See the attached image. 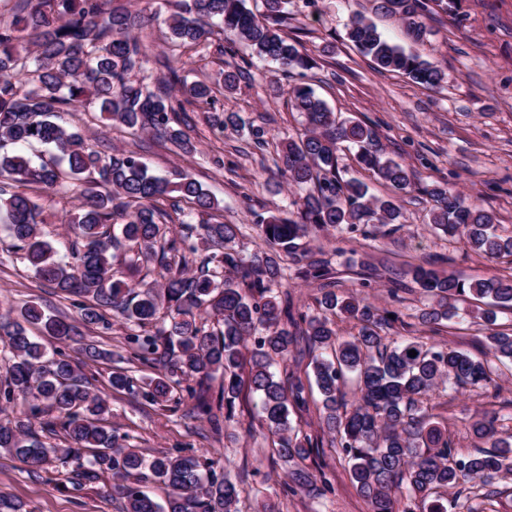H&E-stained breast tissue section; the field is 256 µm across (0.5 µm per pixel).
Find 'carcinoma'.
Masks as SVG:
<instances>
[{"label": "carcinoma", "instance_id": "cac0c4a2", "mask_svg": "<svg viewBox=\"0 0 512 512\" xmlns=\"http://www.w3.org/2000/svg\"><path fill=\"white\" fill-rule=\"evenodd\" d=\"M454 0H379V8L398 17L423 37L430 5ZM113 0H15L9 19L0 15V150L26 143L53 147L66 160L60 168L36 163L28 155L0 153V214L19 259L56 293L76 297L78 319L86 328L111 327L108 313L121 319L124 340L134 358L158 373L136 381L122 368L109 385L155 404L173 400L183 389L196 400L194 411L219 424L218 412L233 417L243 386L260 396L265 437L290 466L292 491L316 484L331 490L325 473L304 466L320 440L293 425L291 414L309 411L306 387L294 375L278 378L302 344L311 354L315 384L322 396L321 429L347 458L356 490L371 512H474L464 491L475 481L489 485L512 475V440L498 436L497 417H477L472 434L481 445L467 454L452 446L448 431L427 423L422 398L438 385L495 387L498 362L512 361V333L494 329L497 312L512 311V277L466 282L454 275L415 266L409 274L428 304L422 324L462 317L457 303L471 294L494 299L481 313L487 334L482 358L451 347L398 340L388 335L400 314L336 294L331 262L307 249L302 240L333 228L354 232L400 223L403 197L418 190L432 201L430 224L449 238L464 236L468 248L491 259L512 258V235L498 233L496 217L479 201L435 185L418 188L414 175L386 157L375 132L354 121L339 120L305 82L313 59L284 31L292 0H175L168 19L170 55L165 86L146 83L147 46L134 30L151 18ZM348 39L381 71L439 88L445 73L416 50L390 43L366 16L350 19ZM233 38L259 59L276 63L296 77L289 91L291 109L303 118L297 137H268L262 126L245 125L240 116H224L221 130L249 131L247 146L261 153L273 148L277 171L298 191L288 212H252L265 248L244 257L234 248L239 230L215 218L219 201L196 180L178 182L156 176L133 151L97 149L90 138L55 121L58 112L98 107L102 120L133 134L150 133L189 153V108L215 112L220 99L211 86L187 82L174 66L185 50L207 44L224 55V39ZM344 151L356 163L389 184L394 193L369 195L368 186L347 178L339 167ZM65 189L80 203L69 216L74 233L73 261L56 258L39 225L43 211L26 188ZM121 223L131 253L119 256L120 240L104 227ZM154 261L163 282H136L117 276L114 265L139 270ZM319 282L317 313L295 308L288 279ZM340 312L356 320V336L343 340L329 316ZM215 318L221 327L208 324ZM39 326L63 342L74 340V325L45 314L35 304L11 317L0 316V343L8 350L0 379V404L27 406L19 416L0 421V449L32 467L53 460L75 465L70 482H94L112 474V489L124 512H235L237 486L216 462L189 454L147 456L125 444L126 436L107 424L106 400L92 391L86 375L65 356L49 358L28 327ZM417 355L410 356V351ZM354 376L358 397L347 403L341 390ZM220 380L217 394L212 385ZM64 432V445L49 446L44 434ZM155 480L168 489L161 507L141 489Z\"/></svg>", "mask_w": 512, "mask_h": 512}]
</instances>
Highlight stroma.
Returning a JSON list of instances; mask_svg holds the SVG:
<instances>
[{
  "label": "stroma",
  "mask_w": 512,
  "mask_h": 512,
  "mask_svg": "<svg viewBox=\"0 0 512 512\" xmlns=\"http://www.w3.org/2000/svg\"><path fill=\"white\" fill-rule=\"evenodd\" d=\"M130 9L152 15L151 28L142 32L149 46L146 74L157 85L166 70L160 64L167 50L166 0H122ZM372 0H317L308 8L293 0L287 32L297 38L316 61L309 81L316 93L337 115L369 125L390 157L413 170L421 187L440 185L479 198L492 211L506 233L512 234V0H457L451 11H435L426 21L423 38L396 17L373 13ZM372 15L379 31L390 41L422 55L443 70L442 87L429 89L401 75L375 69L345 33L352 15ZM187 81H220L223 69L242 68L246 79L223 96L224 111L236 112L250 122H265L270 134L287 137L301 128V119L288 105L291 82L275 64L252 57L242 43H233L224 57L200 66L195 59L179 64ZM195 154L168 150L151 134L131 136L108 132L101 149L137 151L151 171L169 180L186 174L201 183L224 208V221L242 227L239 245L251 253L261 240L250 222V209L287 206L296 193L277 172L272 160L244 153L247 133L219 132L213 124L197 120L190 134ZM220 156L223 168L209 159ZM419 191L404 198L399 230L383 236L349 235L330 229L316 233L312 248L322 249L336 270V292L355 296L382 309L402 315L417 314L424 297L406 274L408 265L443 266L457 277L471 281L512 273V261L490 260L469 251L459 240L432 228L428 222L432 202ZM37 202L48 215L41 225L44 238L53 242L62 260H69L72 238L62 217L73 209L75 198L61 191L38 194ZM12 240L0 224V313L27 303L46 313L75 318L71 301L55 295L15 254ZM399 289L402 304H393L390 289ZM486 334L479 319H455L430 329L421 325L404 331V338L423 337L434 345H447L480 356ZM96 345L101 359L88 361L74 343L43 337L49 354L64 353L82 370L95 392L109 405L105 418L129 444L147 454L183 453L217 461L240 490L237 512H370L368 501L353 486L344 456L323 446L311 455L312 470L325 472L333 490L321 498L286 494V465L272 455L265 440L250 437L249 428H260L257 394L242 392L233 420L213 427L193 413L189 397L158 406L134 400L112 390L108 377L113 368H125L134 379L153 375L151 367L126 357L124 327L113 321L111 330L84 333ZM512 404V366L505 368L498 389L439 386L424 405L447 426L458 453L474 448L467 428L475 412L500 410ZM0 494L22 506V512H122L123 501L113 493L111 478L73 489L67 470L50 463L35 468L13 453L0 451Z\"/></svg>",
  "instance_id": "stroma-1"
}]
</instances>
